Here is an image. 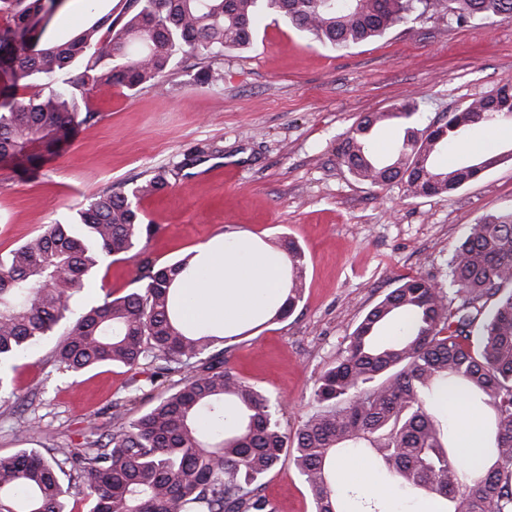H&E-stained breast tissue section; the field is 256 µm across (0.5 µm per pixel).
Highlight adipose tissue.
I'll list each match as a JSON object with an SVG mask.
<instances>
[{"instance_id":"obj_1","label":"adipose tissue","mask_w":512,"mask_h":512,"mask_svg":"<svg viewBox=\"0 0 512 512\" xmlns=\"http://www.w3.org/2000/svg\"><path fill=\"white\" fill-rule=\"evenodd\" d=\"M193 261L198 277L184 286L183 317L188 322L235 326L266 314L286 296L283 257L271 256L249 239H241L234 251L205 246Z\"/></svg>"}]
</instances>
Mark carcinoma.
<instances>
[{
    "mask_svg": "<svg viewBox=\"0 0 512 512\" xmlns=\"http://www.w3.org/2000/svg\"><path fill=\"white\" fill-rule=\"evenodd\" d=\"M56 6L0 0V13L9 14L0 25V168L16 173L38 171L76 128L98 119L88 104L98 84L156 87L173 76L180 56L200 60L195 84H221L224 50L253 43L262 11L335 49L381 37L412 16L457 24L512 18V0H124L115 17L88 4L87 22L58 37L35 22ZM74 66L79 76L62 78ZM21 83L38 91L16 97ZM417 112V101L407 99L360 116L337 149L341 163L366 184L399 183L414 199L448 195L501 163L502 156L488 154L444 169L435 158L475 125L512 122V87L462 104L443 123L422 126ZM387 123L403 136L381 161L371 140ZM205 154L194 148L132 195L164 189ZM157 232L127 195L108 190L70 223L42 224L0 255V365L55 335L50 361L63 371L147 365L154 383L186 372L105 441L0 454V512H70L75 491L89 512H274L259 482L288 454L314 512H390L386 497L339 482L336 462L352 452L374 461L405 500L424 497L436 512H512V208L470 225L453 252L456 306L441 287L412 276L366 313L320 375L318 409L291 436L270 397L225 367V343L237 335L182 321L179 285L196 278L192 255L164 265L144 259L139 288L74 312L73 301L106 258L130 254ZM276 247L286 260L288 293L273 321L294 312L308 265L292 239L281 237ZM456 396L494 418L470 472L455 434L463 419L448 421Z\"/></svg>",
    "mask_w": 512,
    "mask_h": 512,
    "instance_id": "cac0c4a2",
    "label": "carcinoma"
}]
</instances>
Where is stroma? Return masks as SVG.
Wrapping results in <instances>:
<instances>
[{"label": "stroma", "mask_w": 512, "mask_h": 512, "mask_svg": "<svg viewBox=\"0 0 512 512\" xmlns=\"http://www.w3.org/2000/svg\"><path fill=\"white\" fill-rule=\"evenodd\" d=\"M224 82L200 87L180 66L161 88L97 85L89 94L96 122L83 126L36 177L0 169V253L67 221L91 197L131 193L173 168L195 147L201 161L168 187L137 200L160 225L143 252L159 264L208 244L295 240L309 267L302 300L287 319L243 326L227 354L230 368L276 404L282 428L295 432L313 411L322 372L335 363L361 318L404 277L447 283V264L468 224L512 208V158L442 197L411 199L357 181L336 157L346 132L366 112L413 97L423 121L512 86V20L457 25L420 17L384 36L343 49L324 47L274 15L263 16L250 48L228 50ZM512 151V133L484 125L450 140L442 166ZM136 259L105 261L77 304L135 286ZM46 339L17 362L0 396V452L81 446L91 429L108 434L113 415L147 410L166 390L146 368L57 369ZM274 512H313L291 459L262 480Z\"/></svg>", "instance_id": "obj_1"}]
</instances>
